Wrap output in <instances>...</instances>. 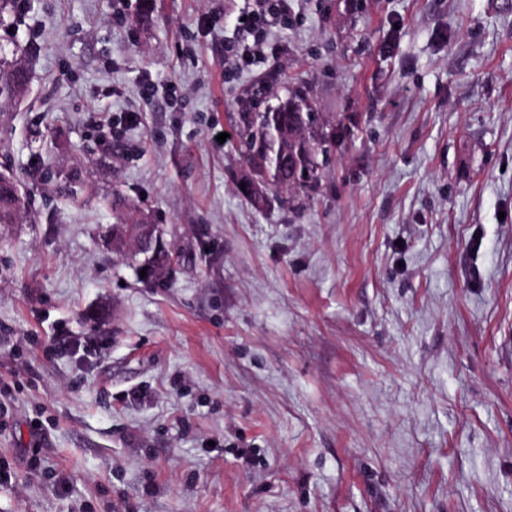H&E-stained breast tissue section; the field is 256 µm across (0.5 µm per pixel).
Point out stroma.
Wrapping results in <instances>:
<instances>
[{
	"label": "stroma",
	"mask_w": 512,
	"mask_h": 512,
	"mask_svg": "<svg viewBox=\"0 0 512 512\" xmlns=\"http://www.w3.org/2000/svg\"><path fill=\"white\" fill-rule=\"evenodd\" d=\"M26 2L0 512H512V0H291L237 71L251 0ZM257 92L333 139L298 204L241 190ZM115 209L119 210L116 212L117 224L112 226V241L114 239L121 240V247L118 252L123 256L124 259H130L137 262V256L143 255L144 259L139 265V269L142 270L144 267L150 268L152 264V257L147 256L144 252L140 251L137 247L135 240V233L138 229V224H144L143 216L137 214L134 207L120 206L115 202ZM118 206V208H117ZM127 235V239L124 240V236ZM126 246H130L128 252H125Z\"/></svg>",
	"instance_id": "1"
}]
</instances>
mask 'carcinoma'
I'll list each match as a JSON object with an SVG mask.
<instances>
[{
	"label": "carcinoma",
	"instance_id": "cac0c4a2",
	"mask_svg": "<svg viewBox=\"0 0 512 512\" xmlns=\"http://www.w3.org/2000/svg\"><path fill=\"white\" fill-rule=\"evenodd\" d=\"M27 72L21 57L0 55V80L10 81L12 94L0 93V99H13L26 91L22 75ZM238 149L251 170L245 190L254 204L264 202V189H272L282 201L293 202L295 193L320 177L318 158H327L329 142L321 131V117L302 98H292L265 112H243L237 126ZM0 186V224H11L22 205L19 181L4 175ZM112 238L121 241L118 252L125 259L142 255L135 233L144 217L133 207H118ZM144 256V255H142ZM152 258L144 256L139 268L150 267Z\"/></svg>",
	"mask_w": 512,
	"mask_h": 512
}]
</instances>
